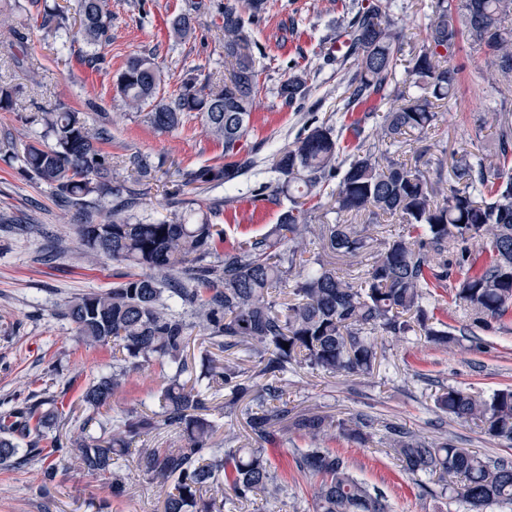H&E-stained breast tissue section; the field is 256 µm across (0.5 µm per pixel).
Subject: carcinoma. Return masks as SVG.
Wrapping results in <instances>:
<instances>
[{
    "mask_svg": "<svg viewBox=\"0 0 512 512\" xmlns=\"http://www.w3.org/2000/svg\"><path fill=\"white\" fill-rule=\"evenodd\" d=\"M393 0H373L344 23L347 53L354 72L345 89L344 109L354 110L373 98L392 95L396 86L402 35L390 20ZM205 4L194 3L171 20L174 35L192 30L193 15ZM425 25L426 39L412 54L407 75L416 97L405 98L385 114L376 138L366 134L373 111L354 119L346 130L353 145L343 144L330 125L309 126L274 157L276 178L260 185L267 199L288 193L291 206L280 212L274 229L224 250L215 257L214 244L224 228L207 219L188 223L186 216L138 219L128 213L127 201L100 213L84 210L86 198L103 200L123 190L112 167V156L101 148L111 139L104 127H91L81 113L59 107L41 112L43 141L25 149L26 169L55 189L80 211L78 231L85 254L125 265L127 271L106 291L73 297L59 315L74 325L75 334L90 346L112 345V371L90 379L82 388L86 416L80 432L63 441L59 427L70 418L49 394L22 402L0 404V466L6 469L33 459L41 461L42 489L49 492L57 477L77 468L104 481L114 498L124 496L126 475L116 460L128 457L150 483L164 489V512H223L224 502L203 498L215 488L232 491L238 500L261 493L276 500L282 480L264 457L263 446L277 436L279 425L291 426L314 441L335 428L364 440L379 426L403 471L424 474L442 491L484 512L493 502L512 504V460L489 459L457 447L450 440L420 438L402 427L375 422L362 415L334 421L315 413H298L280 400L283 377L307 366L325 374L348 376L370 373L378 362L372 336H405L419 330L429 342L452 340L445 323L432 325V300L438 290L452 291V302L464 308L472 325L481 327L512 316V117L492 113L496 153L478 155L466 149L447 161H414L396 152L437 127L433 101L452 99L465 70L449 57L462 44L493 56L497 71L512 93V0H434ZM269 12L268 0H224L218 12L224 33V58L232 71L223 85L190 77L181 90L159 95L161 70L155 58L140 54L115 74L114 85L125 106L149 107V123L160 132L179 128L184 119L201 118L206 131L224 142V168H201L187 183L229 182L251 165L237 159L247 137L259 70L248 27ZM39 27L73 34L74 41L93 48L81 60L95 68L103 60L99 49L111 40L109 0H76L75 17L55 4L40 14ZM306 70H295L280 83L278 96L286 105L306 97ZM351 161L343 165L340 155ZM442 175L450 167L452 184L434 185L429 171ZM336 188L328 190L331 183ZM330 196L336 223L311 224L312 211ZM363 217L366 227L349 222ZM396 218L402 233L372 242L366 228ZM317 236L331 255L351 262L367 257L364 268L351 275L319 258L314 267L292 277L297 259L305 253L306 238ZM289 290L292 300L281 304L275 293ZM208 332L211 345L233 356L245 350L258 358L261 373L271 379L262 389L242 379L239 365L210 359L195 370L188 361L191 330ZM289 348H284V344ZM153 360L175 369L158 396L159 411L129 410L119 420L103 417L124 377ZM189 376V382L181 376ZM229 391L227 407L248 401L246 425L255 448L213 447L217 424L207 417L211 397ZM437 407L462 422H472L490 437L512 442V387L486 397L448 387L436 398ZM95 425L100 436L85 435ZM172 428L182 434L176 448L134 447L142 434ZM53 449L44 454L43 441ZM25 453H20V450ZM296 471L315 479L316 512H390L384 492L355 478L344 458L316 446L294 455Z\"/></svg>",
    "mask_w": 512,
    "mask_h": 512,
    "instance_id": "1",
    "label": "carcinoma"
}]
</instances>
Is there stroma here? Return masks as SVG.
I'll list each match as a JSON object with an SVG mask.
<instances>
[{
	"label": "stroma",
	"instance_id": "obj_1",
	"mask_svg": "<svg viewBox=\"0 0 512 512\" xmlns=\"http://www.w3.org/2000/svg\"><path fill=\"white\" fill-rule=\"evenodd\" d=\"M270 3L269 14L251 27L261 89L244 149L254 165L231 185L195 183L179 189L170 173L222 166L223 144L193 118L172 132L153 130L146 112L124 106L112 75L127 58L151 51L163 73L164 94L177 93L195 65L213 82H223L228 74L224 35L214 26L213 15L200 14L193 33L177 40L169 36L167 23L189 7V0H111L112 41L103 51L104 63L91 69L77 62L79 45L64 44L62 37L29 26V15L38 11L31 0H0V85L17 91L14 109L0 110V217L40 227L32 234L0 230V402L61 391L65 408L81 415L80 388L68 386V379L89 378L112 363L111 347L79 343L71 325L57 315L69 298L110 288L117 267L106 258H86L75 207L25 169L22 148L39 138L42 109H76L89 125L107 127L112 138L103 149L111 155L125 189L140 193L138 216L186 212L195 221L210 216L224 227L223 240L215 244L219 252L268 233L280 210L288 207V198L274 204L256 196L276 150L304 134L312 122L339 131L352 121V114L343 109L348 73L336 64V43L341 38L339 22L355 9V0ZM432 3L396 0L390 17L403 33L398 72H405L411 52L423 44ZM16 28L27 33L24 45L13 38ZM451 61L466 63L470 76L456 98L436 102V130L411 148L446 156L463 148L493 152L492 135L476 133L477 121L502 104L512 110V101L502 102L494 81L485 78L490 62L484 54L469 57L460 51ZM296 65L308 69L310 92L287 107L277 89ZM135 155L154 165L150 178L138 179L132 170L129 159ZM476 335V340L463 337L445 347L432 345L417 333L382 336L381 364L372 374L330 376L302 368L289 373L284 394L298 411L312 409L337 419L363 413L423 437H446L457 447L512 460V443L450 419L435 405L436 396L448 386L476 394L512 386V321L491 322ZM167 374L155 362L131 371L113 395L109 415L157 410ZM310 444L307 435L283 429L266 446L272 466L286 479L279 501L270 507L257 496L235 502L231 512H315L313 483L298 475L293 465L295 450ZM326 446L345 458L354 475L383 490L392 512H469L465 503L441 495L425 476L402 471L381 432L364 443L338 437L327 440ZM105 498L110 501L108 512H163L158 488L134 470L128 475L125 496L113 500L101 481L78 472L42 491L36 460L0 469V512H89L88 500Z\"/></svg>",
	"mask_w": 512,
	"mask_h": 512
}]
</instances>
